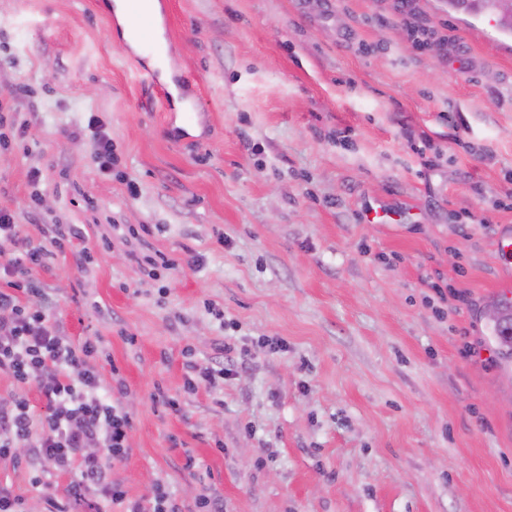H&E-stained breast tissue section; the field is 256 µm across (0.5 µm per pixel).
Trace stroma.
<instances>
[{
  "mask_svg": "<svg viewBox=\"0 0 512 512\" xmlns=\"http://www.w3.org/2000/svg\"><path fill=\"white\" fill-rule=\"evenodd\" d=\"M113 2L0 0V209L33 247L84 229L31 285L122 390L109 481L179 512H512L479 315L512 299V37L445 0H159L190 125ZM27 456L0 483L44 512Z\"/></svg>",
  "mask_w": 512,
  "mask_h": 512,
  "instance_id": "35a3bbf8",
  "label": "stroma"
}]
</instances>
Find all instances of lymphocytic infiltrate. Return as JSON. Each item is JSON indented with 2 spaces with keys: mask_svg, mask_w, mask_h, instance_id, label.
Here are the masks:
<instances>
[{
  "mask_svg": "<svg viewBox=\"0 0 512 512\" xmlns=\"http://www.w3.org/2000/svg\"><path fill=\"white\" fill-rule=\"evenodd\" d=\"M83 236L77 225H58L49 247L33 248L20 238L13 215L0 210V254L10 256L4 268L10 278L8 288L0 290V372L19 385L36 384L46 404L38 418L22 397L10 409H0V458L14 457L16 448L27 443L31 456L51 461L57 470L68 469L73 459H80V479L62 495L46 496V512H70L96 485L103 487L111 503L126 505V512H143L138 503L127 502L120 485L106 479V461L122 458L128 450L130 417L113 392L100 384L90 362L95 343L74 345L44 311L31 309L19 299L50 248Z\"/></svg>",
  "mask_w": 512,
  "mask_h": 512,
  "instance_id": "1",
  "label": "lymphocytic infiltrate"
}]
</instances>
